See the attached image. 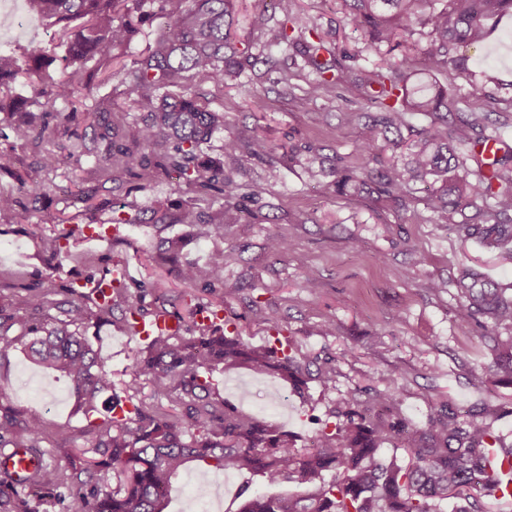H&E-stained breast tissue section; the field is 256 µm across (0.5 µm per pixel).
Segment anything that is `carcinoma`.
<instances>
[{"label":"carcinoma","instance_id":"carcinoma-1","mask_svg":"<svg viewBox=\"0 0 512 512\" xmlns=\"http://www.w3.org/2000/svg\"><path fill=\"white\" fill-rule=\"evenodd\" d=\"M32 11L51 26L61 27L71 53L91 59L107 47L131 43L137 31L135 14L145 0H28ZM188 17L174 8L159 36L158 45L136 59L122 73L126 92L139 109L146 112L138 126L135 145L116 143L119 130L110 124L94 136L105 141L107 165L117 162L139 178L176 171L196 191L212 192L213 202L224 212V202L240 196V187L222 170L206 171L208 159L201 146L211 141L224 126V113L214 110L190 89V82L222 83L256 64L248 51L231 46L229 30L233 17L231 0H191ZM354 28L362 31L369 45H405L400 64L381 56L377 67L362 72L340 63L330 65L321 52L332 53L318 36L307 17L285 19L268 49L283 44L301 56L321 77L309 97L316 98L328 86L350 81L370 89V100L378 105L367 134L355 147L357 163L336 169V192L377 174L379 192L401 201L417 183L430 185L426 209L437 224L448 223V216L475 208L490 214L483 223L458 225L466 238L497 248L512 260V177L507 165L512 153L505 152L485 162L476 148L499 132L487 131L482 123L486 100L485 84L468 83L470 110L457 108L454 83L463 65L461 47H477L489 36L495 20L512 13V0H343ZM84 20L78 28L71 27ZM427 35L430 47L422 51L417 64L410 53L418 50L416 35ZM21 66L18 60L0 54V88L13 81ZM417 71L441 75L445 83L409 80ZM94 81L86 78L55 82L56 98L71 104V111L52 113L55 98L44 103L47 120L36 126L24 117L9 113L14 141L26 146L45 140L54 133L49 119L73 120L82 105L83 91ZM415 114L431 118L430 125L418 132L409 145L408 159L402 165L387 164L376 171L387 152L400 142L387 133L409 125ZM466 127L474 132L469 149L460 155L452 146V132ZM268 149L262 139L242 145L235 138L224 140V153L254 156ZM5 171L17 189L33 202L50 190L44 181L15 166L10 154H0V171ZM475 178H469V174ZM182 224L197 227L202 237L224 235V220L203 223L192 208L179 216ZM69 235L42 238L43 250L56 256L67 250ZM227 254L210 253L202 264L177 268L185 284L210 286L223 280ZM110 269L84 278L76 288H66L67 298L58 303L62 317L40 316L42 294L30 288L29 305L34 314L18 319L0 306V356L24 352L35 364L66 376L77 397L76 410L86 419L101 414L100 404L112 395L107 415L98 425L96 438L88 449L91 456L80 468L67 474L45 467L30 474L21 488L4 478L0 482V512H56L69 504L73 512H166L172 481L189 462L204 461L217 470L259 475L267 491L241 490L236 512H441V503L450 498L468 505L453 512H482L481 498L511 504L507 481L491 470L489 453L496 440L492 422L497 413L486 411L460 419L453 409H440L429 418V428L402 418L383 423L369 409H359L349 396L344 406L331 412L333 423L325 422L312 437L313 445L298 443L295 436L239 411L216 396L210 375L216 371L247 368L259 374H275L290 387L304 394L311 380L293 347L280 337L278 347L254 346L233 331L212 322H196L198 306L185 302L187 326L180 333H157L138 351L130 365V381L122 398L114 392L105 360L93 349L80 328L89 320L112 323L114 311L137 332L139 321L165 315V308L147 311L124 303L128 283L112 282ZM456 321L470 324L480 317L492 320L493 334H512V297L487 287L483 275L466 272L458 281ZM17 328L18 334L9 330ZM149 382L154 396L165 398L182 413H169L158 406L136 399L138 386ZM396 379L372 396L382 409L397 402ZM128 401L131 408L115 414V408ZM42 422L35 416L9 412L0 415V444L17 448L36 447ZM392 445L405 448L412 462L401 465L383 450ZM288 482L301 491L282 494L273 488ZM51 487L53 496L33 499L32 487Z\"/></svg>","mask_w":512,"mask_h":512}]
</instances>
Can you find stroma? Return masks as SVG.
I'll return each mask as SVG.
<instances>
[{
	"mask_svg": "<svg viewBox=\"0 0 512 512\" xmlns=\"http://www.w3.org/2000/svg\"><path fill=\"white\" fill-rule=\"evenodd\" d=\"M260 5L261 0H235L231 26L233 44L249 46L254 55L266 50L289 13L312 16L340 63L369 70L378 60L364 34L349 23L340 0H282L269 9L266 26L255 29L250 16ZM169 11L163 0H147L138 15L137 36L114 57L72 61L58 29L43 21L20 33L8 51L24 60L43 54L50 73L60 78L75 71L116 69L132 64L159 37ZM467 54L468 70L455 82L459 110L468 109L469 72H482L490 78L488 122L512 123V94L507 91L512 84V14L500 18L482 48L468 49ZM318 81L313 68L288 48L275 50L272 62L257 63L235 79L200 87L211 108L224 114L223 129L206 149L208 159L243 189H264L260 197L230 202L236 221L221 238L198 237L194 228L177 223L185 207L205 216L216 207L176 175L143 181L116 164L101 169L98 178L86 179L94 159L76 124H58L47 141V148L60 158L51 174L42 171L38 149L15 146L11 137L1 135L0 151L10 152L17 165L38 179H50L55 188L29 208L26 218L0 213V306L27 317L26 289L35 286L45 296V313L57 315L56 304L71 282L125 260L130 302L154 309L164 299L188 294L208 306L220 303L252 345H267L278 327L307 359L311 373L334 367L329 387L314 378L305 396L288 392L273 376L244 369L214 373L217 392L245 414L307 442L344 398L356 396L361 407H370L372 390L383 389L393 376L398 381V412L405 420L426 425L445 405L462 415L497 409L501 417L494 432L512 444V382L493 369L499 351L482 339L481 327L460 324L453 313L456 280L466 268L479 270L493 287L511 296L512 260L463 240L455 229L461 215L448 224L432 223L423 185H416L402 203L380 195L373 180L358 192L337 193L336 168L350 165L375 109L362 87L347 83L325 89L306 109L297 110L296 98ZM84 102L110 112L124 143L133 142L140 112L119 79L94 86ZM354 109L360 110L359 118H351ZM228 136L244 143L261 138L268 150L259 156H227ZM315 155L325 162L311 175L306 167ZM80 190L92 194L91 204H75L73 194ZM57 215L74 217L81 227L99 228L102 240L90 241L78 233L67 253L47 257L35 227ZM273 232L290 240L287 253H269L266 239ZM169 237L183 241L177 261L158 263L161 242ZM215 250L234 253L223 282L212 288L180 282L176 264L204 261ZM308 271L315 277L311 289L303 285ZM142 280L157 282V290L140 291L136 284ZM85 334L102 351L113 381L128 382L127 369L143 340L119 322H89ZM478 371L484 374L479 382L473 379ZM3 409L42 419L38 453L50 469L70 470L76 447L94 439L87 420L74 409L70 382L47 373L19 351L0 357ZM63 429L75 436V443L60 440Z\"/></svg>",
	"mask_w": 512,
	"mask_h": 512,
	"instance_id": "stroma-1",
	"label": "stroma"
}]
</instances>
